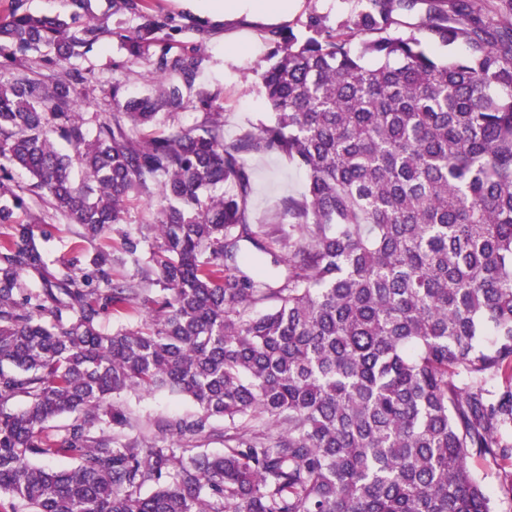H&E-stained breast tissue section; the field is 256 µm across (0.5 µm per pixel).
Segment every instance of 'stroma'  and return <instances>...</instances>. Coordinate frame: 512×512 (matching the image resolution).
Listing matches in <instances>:
<instances>
[{
    "instance_id": "stroma-1",
    "label": "stroma",
    "mask_w": 512,
    "mask_h": 512,
    "mask_svg": "<svg viewBox=\"0 0 512 512\" xmlns=\"http://www.w3.org/2000/svg\"><path fill=\"white\" fill-rule=\"evenodd\" d=\"M367 5V0H288L284 11L271 19H263L244 10L236 19L214 23L211 0H145L143 11L169 18L173 32L169 40L172 54L200 57L202 63L190 92L192 102L210 96L224 107V136L236 138L244 130L267 120L270 109L263 97L257 72L267 66L276 45L273 35L291 32L308 33L311 18L318 17L327 25H336ZM24 8L35 15L93 20L111 28L85 58L75 65L91 72L94 91L80 108L97 111L110 93L113 83H121L124 94L143 95L154 90L150 76L154 69L152 55L137 63L127 61V53L117 33L134 31L140 24L137 14L113 12L110 0H90L87 8H79L74 0H24ZM252 173L249 210L255 223L262 224L272 215L282 197L300 194L305 186L304 172L284 156L253 154L247 158ZM119 404L128 408L140 421L139 430L153 434L162 421L188 417L196 413L195 404L186 398L165 393L153 395L125 394Z\"/></svg>"
}]
</instances>
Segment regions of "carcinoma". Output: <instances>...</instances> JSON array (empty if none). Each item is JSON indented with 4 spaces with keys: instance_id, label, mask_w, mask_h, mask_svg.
Returning <instances> with one entry per match:
<instances>
[{
    "instance_id": "carcinoma-1",
    "label": "carcinoma",
    "mask_w": 512,
    "mask_h": 512,
    "mask_svg": "<svg viewBox=\"0 0 512 512\" xmlns=\"http://www.w3.org/2000/svg\"><path fill=\"white\" fill-rule=\"evenodd\" d=\"M429 2L441 62L396 17ZM128 61L155 46L152 95L79 111L91 77L59 62L106 30L12 5L0 18V497L11 512H497L468 458L512 501V0H370L313 34H275L261 84L271 119L224 139L198 100L201 60L169 53L166 17L140 14ZM356 34H370L356 52ZM372 55L374 64L363 58ZM280 154L305 191L251 221L246 156ZM25 171L30 184H12ZM41 209L14 220L26 195ZM151 220L89 268H48L35 227L92 243ZM284 252L261 271L250 248ZM134 273L112 278V265ZM142 312L102 332L104 316ZM191 399L159 439L113 404ZM25 402L13 409L16 400ZM68 423L52 439L49 423ZM224 420V427L214 420ZM211 439L224 452L202 450ZM69 456L71 469L35 466Z\"/></svg>"
}]
</instances>
